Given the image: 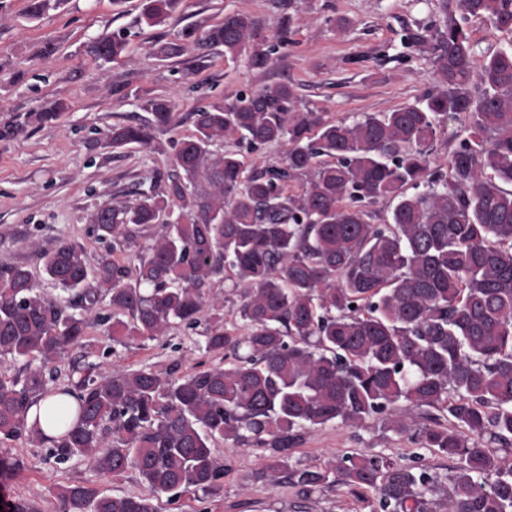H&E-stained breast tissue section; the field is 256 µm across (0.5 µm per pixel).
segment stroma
I'll return each mask as SVG.
<instances>
[{
  "instance_id": "1",
  "label": "stroma",
  "mask_w": 512,
  "mask_h": 512,
  "mask_svg": "<svg viewBox=\"0 0 512 512\" xmlns=\"http://www.w3.org/2000/svg\"><path fill=\"white\" fill-rule=\"evenodd\" d=\"M26 9L27 0H0V123L50 102L63 104L64 110L20 139L0 140V266L24 264L36 273L42 261L29 247L33 238L46 249L65 238L96 262L106 245L91 233L87 210L113 201L132 203L136 192L152 191L157 173L171 167L174 142L192 132V114L200 106L287 83L301 109L350 120L411 103L433 86L430 48L403 47L404 28L462 21L481 58L508 43L486 22L443 12L441 0H182L156 27L138 24L141 0L118 5L62 0L38 19L29 18ZM230 12L253 16L271 37L288 28V44L278 47L266 69L251 68L244 55L226 59L220 48L202 52L190 45L172 59L153 54L156 42L172 39L185 26L205 29ZM119 31L129 39L128 61L102 66L86 54L89 42ZM49 41L59 45L51 55L42 51ZM144 91L173 101L177 125L157 131L161 150L112 149L106 143L112 126L148 120L134 98ZM103 331L91 325L84 345L57 361L58 385L68 384L76 363L107 370L118 360L132 369L181 375L224 362L223 354L206 351L201 323L176 325L157 340L115 347ZM214 452L224 463L223 489L202 500L185 497L177 512H370L341 486L304 495L290 480H259L262 452L229 442L216 443ZM346 452L422 464L441 475L452 465L379 417L357 430L338 423L319 427L291 449L290 461L319 466ZM45 453L36 442L0 444V456L17 464L0 480V500L29 505L35 512H61L52 494L56 486L95 481L79 461L55 465Z\"/></svg>"
}]
</instances>
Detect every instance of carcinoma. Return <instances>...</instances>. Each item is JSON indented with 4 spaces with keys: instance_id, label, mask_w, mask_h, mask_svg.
I'll use <instances>...</instances> for the list:
<instances>
[{
    "instance_id": "1",
    "label": "carcinoma",
    "mask_w": 512,
    "mask_h": 512,
    "mask_svg": "<svg viewBox=\"0 0 512 512\" xmlns=\"http://www.w3.org/2000/svg\"><path fill=\"white\" fill-rule=\"evenodd\" d=\"M61 2L28 0L27 15ZM455 2L463 18L512 40V0ZM179 3L144 0L139 23L160 25ZM262 32L237 12L203 31L187 26L155 53L222 47L263 69L272 49ZM429 40L435 86L389 112L327 120L300 109L287 83L200 107L156 190L86 214L112 251L92 265L67 240L50 250L29 243L58 298L45 296L27 267L0 266V362H40L12 377L0 372V443L26 437L53 463L77 458L100 480L133 469L149 489L109 496L89 483L61 485L63 512H158L160 495L175 509L186 495L208 496L224 485L219 440L269 452L258 478L284 469L305 494L340 485L359 501L376 496L381 512H438L440 480L426 467L345 453L288 468V451L313 429H360L376 416L457 461L446 476L447 512H512V463L494 450L512 447V44L478 65L469 31L454 21L404 34L411 46ZM87 52L102 65L129 59L119 33ZM139 106L151 118L112 126V148L162 150L155 131L175 125L172 102L141 97ZM60 112L57 103L27 112L0 125V139ZM460 114L467 125L444 172L432 166L431 146ZM232 135L249 150L284 147L282 164L245 174L241 152L210 150ZM381 199L394 206L373 224L366 206ZM158 224L134 264L114 257ZM226 271L249 285L239 336L208 295ZM102 303L112 315L97 320L118 344L194 325L208 308L205 350H225L231 362L177 377L120 365L103 375L89 364L53 386L54 363L82 344ZM49 394L60 396L56 408L28 422Z\"/></svg>"
}]
</instances>
